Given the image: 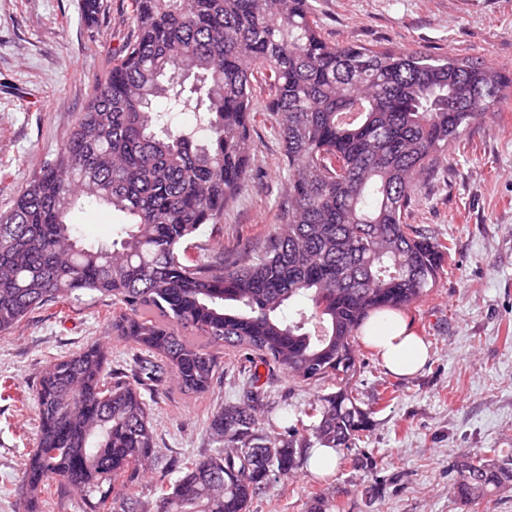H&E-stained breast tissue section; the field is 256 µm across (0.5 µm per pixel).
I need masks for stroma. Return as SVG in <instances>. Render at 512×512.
<instances>
[{
    "mask_svg": "<svg viewBox=\"0 0 512 512\" xmlns=\"http://www.w3.org/2000/svg\"><path fill=\"white\" fill-rule=\"evenodd\" d=\"M95 25L82 0H0V208L30 174L66 142L112 54L130 28L127 0H104ZM323 34L335 43L462 53L512 70V0H313ZM255 156L237 200L197 241L203 259L259 254L274 234L288 196L281 141L268 123L252 130ZM409 221L444 242L448 260L434 288L406 309L430 345L422 371L401 378L373 349L357 344L361 370L352 380L369 428L357 446L340 449L322 475L302 469L254 500L250 512H310L313 498L339 512H512V490L491 503L462 506L448 491L456 456L490 448L512 452V95L476 123L466 145L418 176ZM71 221L85 242H109L125 230L119 212L83 202ZM112 300L84 295L68 316L36 310L0 333V381L14 399H0V512H18L17 488L38 418L30 397L48 365L92 342L110 343L112 364L130 360L111 337ZM275 414L295 420L329 386L296 383L287 372L260 367ZM241 395L227 375L201 399L167 377L151 402L163 457L191 455L212 444L211 412Z\"/></svg>",
    "mask_w": 512,
    "mask_h": 512,
    "instance_id": "35a3bbf8",
    "label": "stroma"
}]
</instances>
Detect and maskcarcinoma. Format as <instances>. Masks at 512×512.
Here are the masks:
<instances>
[{
	"instance_id": "obj_1",
	"label": "carcinoma",
	"mask_w": 512,
	"mask_h": 512,
	"mask_svg": "<svg viewBox=\"0 0 512 512\" xmlns=\"http://www.w3.org/2000/svg\"><path fill=\"white\" fill-rule=\"evenodd\" d=\"M132 34L112 55L67 142L0 210V333L83 294L119 306L112 335L132 353L107 370L93 343L62 356L34 390L39 431L19 512H249L307 463L314 441L349 448L368 425L349 388L354 343L372 314L434 287L448 247L408 223L417 176L492 116L512 73L460 53L327 41L312 0H127ZM162 99L166 108L154 103ZM201 113L197 128L171 113ZM262 115L282 142L288 204L265 251L206 262L192 240L238 197ZM84 200L121 212L120 244L84 243L68 222ZM312 303L285 313L298 298ZM240 353L242 401L216 408V447L158 455L146 395L167 374L204 397L224 379L219 348ZM329 382L303 424L272 418L258 364ZM465 505L512 489V453L459 456Z\"/></svg>"
}]
</instances>
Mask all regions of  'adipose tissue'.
Here are the masks:
<instances>
[{
    "label": "adipose tissue",
    "mask_w": 512,
    "mask_h": 512,
    "mask_svg": "<svg viewBox=\"0 0 512 512\" xmlns=\"http://www.w3.org/2000/svg\"><path fill=\"white\" fill-rule=\"evenodd\" d=\"M360 336L385 367L398 376L415 375L429 357L427 344L416 335L406 318L396 312L371 317L363 325Z\"/></svg>",
    "instance_id": "ef3b65f1"
}]
</instances>
